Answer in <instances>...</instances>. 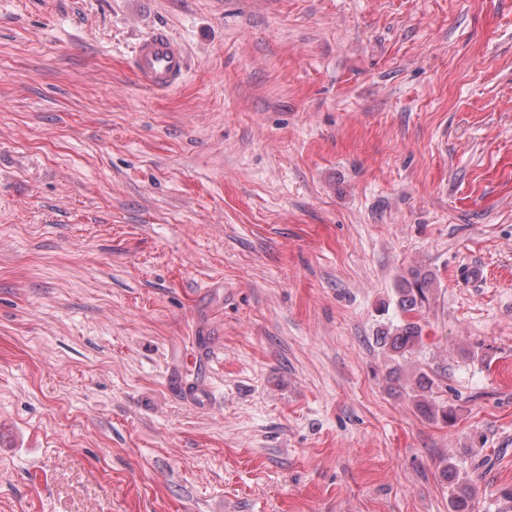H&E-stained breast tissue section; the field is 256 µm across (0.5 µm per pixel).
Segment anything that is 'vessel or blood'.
I'll use <instances>...</instances> for the list:
<instances>
[{
    "label": "vessel or blood",
    "instance_id": "1",
    "mask_svg": "<svg viewBox=\"0 0 512 512\" xmlns=\"http://www.w3.org/2000/svg\"><path fill=\"white\" fill-rule=\"evenodd\" d=\"M130 67L138 80L157 91L176 88L187 70L184 48L165 29H155L137 45Z\"/></svg>",
    "mask_w": 512,
    "mask_h": 512
}]
</instances>
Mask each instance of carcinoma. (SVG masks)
Segmentation results:
<instances>
[{"label":"carcinoma","instance_id":"1","mask_svg":"<svg viewBox=\"0 0 512 512\" xmlns=\"http://www.w3.org/2000/svg\"><path fill=\"white\" fill-rule=\"evenodd\" d=\"M434 278L432 274L413 269L409 276L403 277L397 284V304L409 320L393 329H386L377 337L380 347L387 350L393 360H405L415 354L421 344L422 327L418 321L426 310L432 295ZM435 370H418L413 383L420 392V398L416 399L415 407L423 416L432 420H441L451 423L454 420V410L446 405H438L427 398V394L433 392L437 386Z\"/></svg>","mask_w":512,"mask_h":512}]
</instances>
